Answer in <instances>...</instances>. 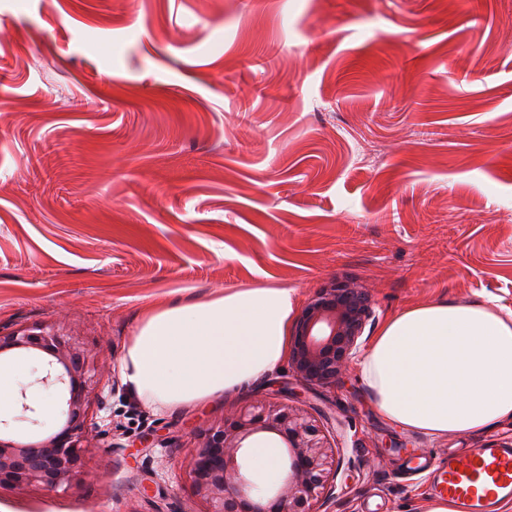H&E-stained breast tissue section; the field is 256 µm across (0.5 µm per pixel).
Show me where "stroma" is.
<instances>
[{"label":"stroma","mask_w":512,"mask_h":512,"mask_svg":"<svg viewBox=\"0 0 512 512\" xmlns=\"http://www.w3.org/2000/svg\"><path fill=\"white\" fill-rule=\"evenodd\" d=\"M370 290L372 338L448 300L512 310V0H0V326L95 361L112 416L73 484L0 512H203L185 465L267 380L172 414L120 362L149 305ZM279 399L326 416L321 512H425L400 455L475 448L384 420L349 367Z\"/></svg>","instance_id":"1"}]
</instances>
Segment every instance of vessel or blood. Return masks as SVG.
<instances>
[{"mask_svg": "<svg viewBox=\"0 0 512 512\" xmlns=\"http://www.w3.org/2000/svg\"><path fill=\"white\" fill-rule=\"evenodd\" d=\"M437 496L456 512H499L512 499V443L495 440L461 453H449L437 468Z\"/></svg>", "mask_w": 512, "mask_h": 512, "instance_id": "b4317fda", "label": "vessel or blood"}]
</instances>
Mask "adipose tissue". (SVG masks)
Segmentation results:
<instances>
[{
    "instance_id": "ef3b65f1",
    "label": "adipose tissue",
    "mask_w": 512,
    "mask_h": 512,
    "mask_svg": "<svg viewBox=\"0 0 512 512\" xmlns=\"http://www.w3.org/2000/svg\"><path fill=\"white\" fill-rule=\"evenodd\" d=\"M290 290L230 288L140 319L121 362L145 405L175 412L231 395L284 362ZM378 414L435 440L512 421V315L445 300L389 317L357 361Z\"/></svg>"
}]
</instances>
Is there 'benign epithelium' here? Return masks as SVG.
Masks as SVG:
<instances>
[{
    "label": "benign epithelium",
    "mask_w": 512,
    "mask_h": 512,
    "mask_svg": "<svg viewBox=\"0 0 512 512\" xmlns=\"http://www.w3.org/2000/svg\"><path fill=\"white\" fill-rule=\"evenodd\" d=\"M372 320L368 289L338 277L316 289L290 332L289 371L302 387L296 396L336 383L359 352ZM15 350H38L51 357L35 383L54 392L58 414L53 428L40 439L12 438L18 422L43 425L28 402L29 385H20L19 414L0 419V487L68 485L80 474L89 437L108 422L106 415L95 423L88 419L95 401L93 366L83 351L43 328L0 330V355ZM260 435L278 439L287 476L276 482L273 492L256 498L242 473L241 450ZM334 469L336 445L314 416L263 397L211 421L198 434L188 476L206 512H318L316 504Z\"/></svg>",
    "instance_id": "benign-epithelium-1"
}]
</instances>
